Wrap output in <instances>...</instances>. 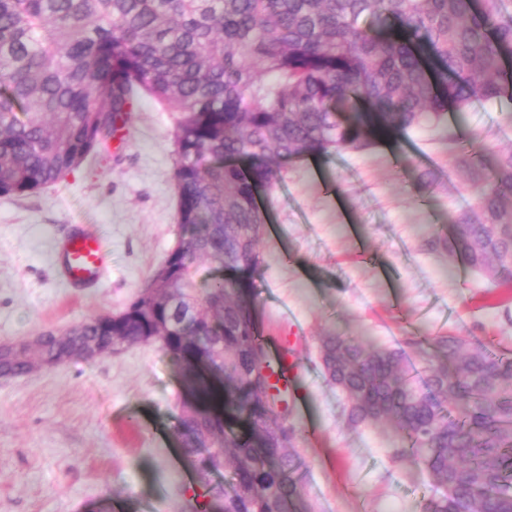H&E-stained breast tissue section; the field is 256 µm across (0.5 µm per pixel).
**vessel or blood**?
I'll return each mask as SVG.
<instances>
[{"label": "vessel or blood", "mask_w": 512, "mask_h": 512, "mask_svg": "<svg viewBox=\"0 0 512 512\" xmlns=\"http://www.w3.org/2000/svg\"><path fill=\"white\" fill-rule=\"evenodd\" d=\"M58 249L62 254L63 278L69 286H89L102 279L109 252L100 238L77 230L59 243Z\"/></svg>", "instance_id": "vessel-or-blood-1"}]
</instances>
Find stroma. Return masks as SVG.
<instances>
[{"mask_svg":"<svg viewBox=\"0 0 512 512\" xmlns=\"http://www.w3.org/2000/svg\"><path fill=\"white\" fill-rule=\"evenodd\" d=\"M176 116L140 95L127 127L57 183L0 197V340L123 311L174 249ZM487 158L512 150V96L473 103L447 128L424 124L362 151L287 163L263 195L262 264L251 282L262 336L291 328L299 360L290 420L302 438L298 512H421L423 470L394 461L391 433L348 425L318 339L335 331L393 347L453 334L512 356V291L430 250L478 189L454 169L447 138ZM428 179L420 190V179ZM86 224L106 241L102 283L69 287L57 238ZM184 395L159 344L0 380V512H179L193 467L173 433Z\"/></svg>","mask_w":512,"mask_h":512,"instance_id":"1","label":"stroma"}]
</instances>
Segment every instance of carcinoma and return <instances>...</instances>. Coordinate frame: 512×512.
Segmentation results:
<instances>
[{
    "label": "carcinoma",
    "mask_w": 512,
    "mask_h": 512,
    "mask_svg": "<svg viewBox=\"0 0 512 512\" xmlns=\"http://www.w3.org/2000/svg\"><path fill=\"white\" fill-rule=\"evenodd\" d=\"M512 14L497 0H0V196L62 179L106 149L145 93L178 114L176 248L154 274L162 299L90 317L50 344L69 358L115 329L134 345L168 330L190 397L175 432L193 458L184 512H297L299 428L272 377L247 280L261 264L257 195L278 160L365 149L475 100L512 90ZM273 73L276 81L265 76ZM455 167L484 180V156L450 139ZM454 235L426 245L512 285V150L499 154ZM217 275L200 286L194 264ZM348 423H387L392 457L431 477L422 512H512V359L437 336L421 349L320 337ZM231 467L227 484L214 476Z\"/></svg>",
    "instance_id": "1"
}]
</instances>
